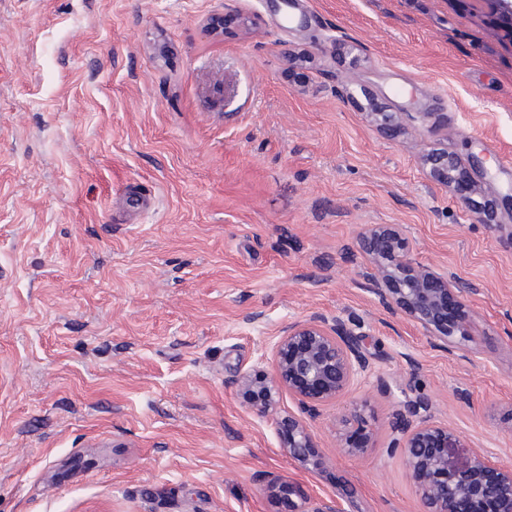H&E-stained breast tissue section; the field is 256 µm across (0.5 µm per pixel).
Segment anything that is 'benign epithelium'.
<instances>
[{"mask_svg":"<svg viewBox=\"0 0 512 512\" xmlns=\"http://www.w3.org/2000/svg\"><path fill=\"white\" fill-rule=\"evenodd\" d=\"M500 26L512 38V0H489ZM429 177L446 186L462 203L473 204L471 194L479 189L471 174L452 154L433 152L425 158ZM496 203L490 198L477 207L472 219L485 224L496 220ZM361 248L374 270L373 293L381 302L396 306L425 333L439 338L448 348L465 339V324L443 317L448 300L463 306L472 288L448 273L414 262L407 251V237L398 224H378L360 238ZM368 361L358 333L338 320L329 324L321 317L295 322L283 330L275 346V370L269 379H255L245 372L238 379L239 391L260 415L288 430L285 442L290 457L304 459L312 437L304 422L279 408L282 390L302 404H320L339 398L365 371ZM429 403L416 399L405 405L396 431L401 434L408 474L416 486L423 512H483L486 501L496 512H512V466H502L482 449H474L462 466L454 465L448 453L432 455L429 449L463 448L460 434L451 426L432 421Z\"/></svg>","mask_w":512,"mask_h":512,"instance_id":"benign-epithelium-1","label":"benign epithelium"}]
</instances>
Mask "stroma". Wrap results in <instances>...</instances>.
Listing matches in <instances>:
<instances>
[{"mask_svg":"<svg viewBox=\"0 0 512 512\" xmlns=\"http://www.w3.org/2000/svg\"><path fill=\"white\" fill-rule=\"evenodd\" d=\"M304 7L286 28L284 0H0V512H278L271 475L422 512L393 428L419 398L458 463L512 465V210L468 221L423 165L445 150L512 193V40L487 0ZM376 224L475 286L461 348L372 293ZM312 316L369 368L313 409L281 393L313 437L297 460L237 380Z\"/></svg>","mask_w":512,"mask_h":512,"instance_id":"35a3bbf8","label":"stroma"}]
</instances>
